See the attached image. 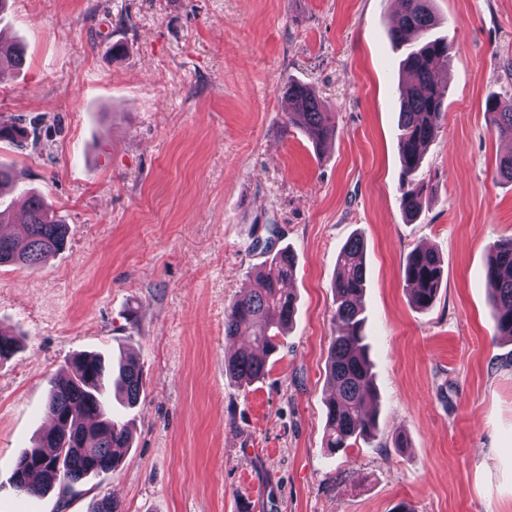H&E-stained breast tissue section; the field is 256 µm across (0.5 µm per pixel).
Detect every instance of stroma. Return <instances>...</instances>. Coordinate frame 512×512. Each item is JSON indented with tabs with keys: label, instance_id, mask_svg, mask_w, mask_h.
Returning a JSON list of instances; mask_svg holds the SVG:
<instances>
[{
	"label": "stroma",
	"instance_id": "35a3bbf8",
	"mask_svg": "<svg viewBox=\"0 0 512 512\" xmlns=\"http://www.w3.org/2000/svg\"><path fill=\"white\" fill-rule=\"evenodd\" d=\"M397 0H10L0 26L27 47L0 71V143L21 189L69 226L38 267H0V512H512V341L493 336L485 267L512 236L507 142L489 92L512 87V0H434L452 48L443 132L427 148L420 217L401 212ZM311 86L336 135L315 149L282 127L283 88ZM296 256L297 311L268 371L224 372L238 349L224 311L266 254ZM365 245L377 438L323 440L345 242ZM441 257L433 305L415 309L402 265ZM135 359L146 377L120 465L65 493L10 477L46 428L51 380L77 352ZM407 445L394 447L395 435Z\"/></svg>",
	"mask_w": 512,
	"mask_h": 512
}]
</instances>
